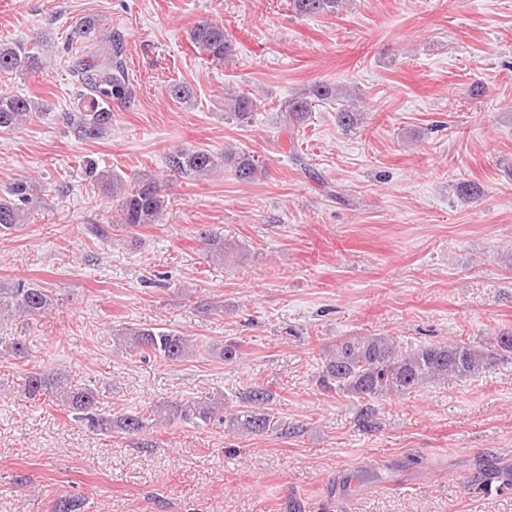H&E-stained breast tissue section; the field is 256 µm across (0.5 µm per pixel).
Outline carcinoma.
I'll list each match as a JSON object with an SVG mask.
<instances>
[{
  "mask_svg": "<svg viewBox=\"0 0 512 512\" xmlns=\"http://www.w3.org/2000/svg\"><path fill=\"white\" fill-rule=\"evenodd\" d=\"M341 0H292L293 8L301 15L334 14ZM191 44L210 60L222 63L232 56V43L224 34V26L211 20L198 21L189 31ZM35 41L26 46L8 40L0 41V73L11 74L35 71L41 66L40 47ZM72 77L81 93L75 109L64 113L63 122L69 132L84 139H97L112 128V101L132 96L124 46L120 35L110 31L100 34L71 68ZM253 93L240 91L224 101L230 118L248 121L258 106ZM316 102L338 104L337 119L349 128L358 122V113L347 96L331 84H315L306 92L288 99L283 113L291 123L303 122ZM32 100L29 97L0 92V132L12 131L29 116ZM169 173L177 176L200 177L229 170L236 179L250 183L266 173L263 163L246 151L226 149L215 153L207 148L191 146L174 150L166 158ZM100 186L118 201L116 224H91L90 235L105 242L111 239L112 229L136 228L156 224L163 213L164 199L155 176L136 172L131 180L110 172L100 174ZM30 184L16 180L7 195L0 196V239L21 229L27 215ZM199 240L211 255L224 257V239L200 231ZM52 304V293L36 282L0 281V317L3 315L32 316L43 313ZM124 350L146 358L150 355L171 362L188 356L192 345L188 337L171 329L126 327L118 336ZM512 356V332L494 337L491 346L462 338L444 343H424L403 347L391 336H344L322 349L320 380L325 387L362 400L389 399L410 393L417 388L450 377H471L485 372L501 360ZM29 399L42 396L57 400L62 409L85 422L89 429L110 436L121 432L129 437L145 435L154 428L178 421L200 426L218 423L239 435L287 436L290 426L270 407L272 393L260 386L246 390L244 409L224 411V402L211 396L183 403H173L151 410L147 414H122L116 418L103 411L96 391L64 370L32 371L25 383Z\"/></svg>",
  "mask_w": 512,
  "mask_h": 512,
  "instance_id": "1",
  "label": "carcinoma"
}]
</instances>
